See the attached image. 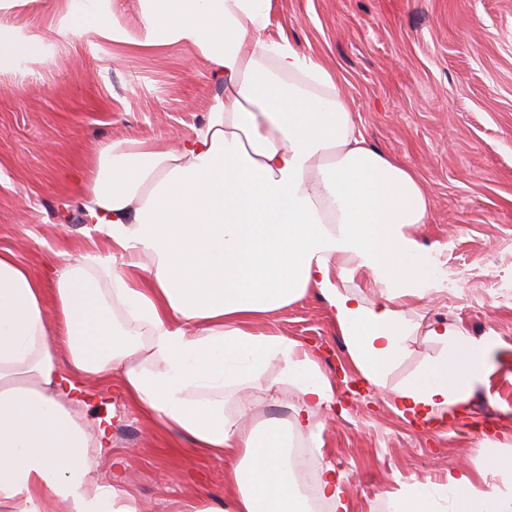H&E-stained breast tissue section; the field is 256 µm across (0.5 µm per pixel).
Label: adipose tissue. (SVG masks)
<instances>
[{"instance_id": "obj_1", "label": "adipose tissue", "mask_w": 512, "mask_h": 512, "mask_svg": "<svg viewBox=\"0 0 512 512\" xmlns=\"http://www.w3.org/2000/svg\"><path fill=\"white\" fill-rule=\"evenodd\" d=\"M276 0H139L130 37L93 0L64 13L62 32H93L144 48L197 52L221 87L205 123L179 146L115 141L93 168L84 210L112 243L52 280L0 249V512H140L122 487L94 475L95 434L71 393L118 383L153 423L195 454L231 456L220 505L187 512H308L293 475L295 438L316 436L334 401L331 379L297 341L258 333L266 319L316 291L349 358L384 387L417 327L404 299L424 300L437 269L412 234L430 198L417 175L369 146L330 70L269 27ZM39 38L0 23V65L37 57ZM378 290L354 291V274ZM439 354L392 392L393 408L440 420L492 370L494 337L439 326ZM280 363L296 392L282 422L227 414L224 394ZM477 487L466 468L430 486L409 483L391 512H512V453L488 448Z\"/></svg>"}]
</instances>
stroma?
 <instances>
[{
	"mask_svg": "<svg viewBox=\"0 0 512 512\" xmlns=\"http://www.w3.org/2000/svg\"><path fill=\"white\" fill-rule=\"evenodd\" d=\"M88 0H30L0 14L46 44L42 56L0 71V249L35 274L110 244L81 211L101 146L124 140L176 145L206 119L218 87L206 61L178 47L145 49L59 32L67 8ZM271 34L334 74L368 143L421 178L432 206L413 233L438 262L462 275L458 289L432 292L415 310L417 329L384 387L361 382L326 304L308 293L272 319L255 321L312 349L334 384L318 413L325 459L346 475L349 512H388L403 483H433L449 471L482 468L481 446L512 450V0H276ZM435 324L461 327L497 345L487 383L475 386L449 421L418 426L390 395L440 347ZM265 416H281L295 391L271 365L246 386ZM75 407L89 428L107 421L96 475L112 479L126 460L125 490L143 512H184L187 503L224 499L223 459L197 460L189 442L160 432L118 385H86Z\"/></svg>",
	"mask_w": 512,
	"mask_h": 512,
	"instance_id": "obj_1",
	"label": "stroma"
}]
</instances>
